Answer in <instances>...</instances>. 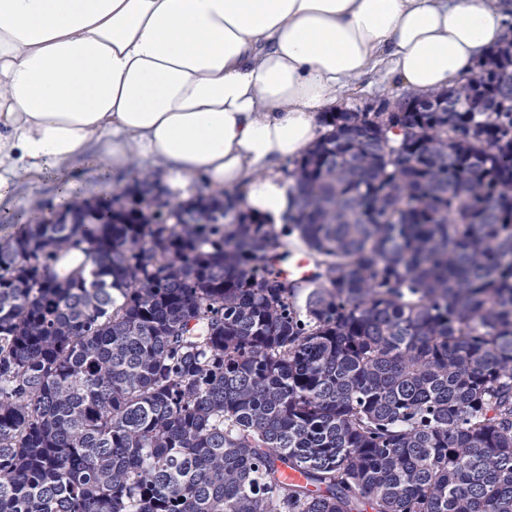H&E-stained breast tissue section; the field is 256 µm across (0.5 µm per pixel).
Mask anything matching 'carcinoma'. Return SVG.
Masks as SVG:
<instances>
[{
	"mask_svg": "<svg viewBox=\"0 0 512 512\" xmlns=\"http://www.w3.org/2000/svg\"><path fill=\"white\" fill-rule=\"evenodd\" d=\"M321 124L279 228L139 173L0 238V512H512V104Z\"/></svg>",
	"mask_w": 512,
	"mask_h": 512,
	"instance_id": "obj_1",
	"label": "carcinoma"
}]
</instances>
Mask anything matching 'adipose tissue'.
Returning <instances> with one entry per match:
<instances>
[{
  "label": "adipose tissue",
  "mask_w": 512,
  "mask_h": 512,
  "mask_svg": "<svg viewBox=\"0 0 512 512\" xmlns=\"http://www.w3.org/2000/svg\"><path fill=\"white\" fill-rule=\"evenodd\" d=\"M511 34L512 0H0V208L39 217L17 190L48 179L78 207V168L145 166L282 224L279 167L351 81L445 90Z\"/></svg>",
  "instance_id": "adipose-tissue-1"
}]
</instances>
